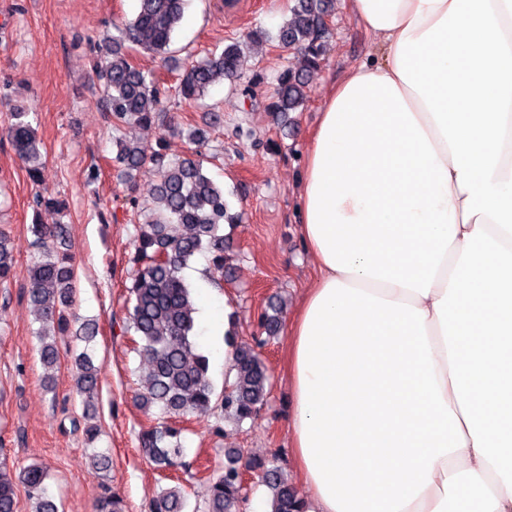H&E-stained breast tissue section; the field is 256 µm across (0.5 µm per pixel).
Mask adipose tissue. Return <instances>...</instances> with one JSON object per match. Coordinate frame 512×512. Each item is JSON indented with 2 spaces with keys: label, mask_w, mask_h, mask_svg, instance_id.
<instances>
[{
  "label": "adipose tissue",
  "mask_w": 512,
  "mask_h": 512,
  "mask_svg": "<svg viewBox=\"0 0 512 512\" xmlns=\"http://www.w3.org/2000/svg\"><path fill=\"white\" fill-rule=\"evenodd\" d=\"M288 330L307 512H512V0H347Z\"/></svg>",
  "instance_id": "1"
}]
</instances>
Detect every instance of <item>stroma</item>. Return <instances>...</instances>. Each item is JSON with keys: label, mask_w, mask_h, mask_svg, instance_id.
Instances as JSON below:
<instances>
[{"label": "stroma", "mask_w": 512, "mask_h": 512, "mask_svg": "<svg viewBox=\"0 0 512 512\" xmlns=\"http://www.w3.org/2000/svg\"><path fill=\"white\" fill-rule=\"evenodd\" d=\"M292 5L293 0H190L167 57L138 56L144 71L171 84L187 57H204L252 29L270 35L247 45L239 77L213 87L201 105L167 107L151 128L129 131L151 143L165 136L166 154L177 161L188 156L189 146L182 135L170 132V125L208 126L210 147L219 158L206 170L223 185L231 212L240 216L239 223L224 227L235 271L215 287L209 255L201 252L183 277L197 300L207 302L211 319L220 322L232 313L242 342L256 335L258 313L269 298H276L280 321L288 323L315 274L297 224L308 139L337 76L379 52L349 16L344 0H333L326 60L309 82L302 110L291 113L290 125L274 124L267 107L278 74L293 58L275 35ZM137 8V0H0V230L14 247L16 271L10 283L0 286V455L17 470L33 463L47 466L60 512H94L106 486L126 499L129 512H148L151 500L167 486L139 452L138 434L154 420L136 403L139 358L130 342L113 336L110 328L124 302L133 226L148 215L147 191L157 174L144 166L136 174V190L127 188L113 161L112 119L92 77L95 44L117 35ZM19 105L29 112L46 158L36 184L1 132ZM215 112L221 116L216 124L210 121ZM95 166L100 176L93 182L89 173ZM38 189L65 200L66 216L34 214L30 201ZM133 194L139 206L130 205ZM36 219L67 224L68 252L77 271L70 312L99 325L90 345L102 366L100 435L94 449L110 453L112 467L106 472L92 468L94 449H87L81 433L68 426L83 413L73 391L72 337L58 339L61 362L54 393L41 384L39 324L26 301L29 269L37 258L29 226ZM287 347L283 331L263 349L272 389L255 419L235 425L215 411L186 421L187 462L199 459L217 471L225 449L241 448L261 458L279 454L285 471H292Z\"/></svg>", "instance_id": "35a3bbf8"}]
</instances>
